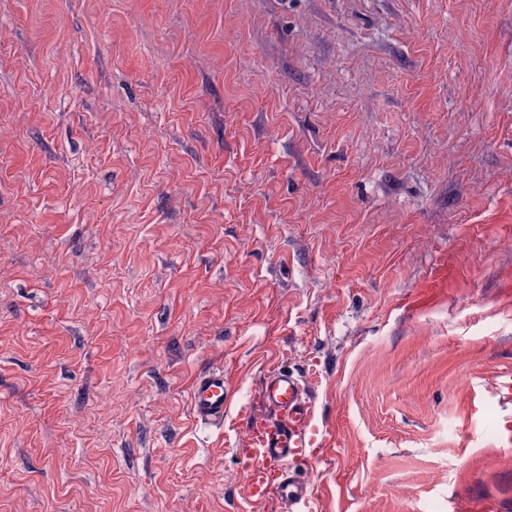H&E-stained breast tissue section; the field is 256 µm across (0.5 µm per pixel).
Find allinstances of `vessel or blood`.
<instances>
[{
	"label": "vessel or blood",
	"instance_id": "b4317fda",
	"mask_svg": "<svg viewBox=\"0 0 512 512\" xmlns=\"http://www.w3.org/2000/svg\"><path fill=\"white\" fill-rule=\"evenodd\" d=\"M190 394L199 421L223 424L229 406L223 372H200ZM260 396V408L247 409L242 417L245 432L237 451L246 496L255 503L277 500L290 512H313L310 486L299 471L319 445L307 387L292 372L277 369L264 377Z\"/></svg>",
	"mask_w": 512,
	"mask_h": 512
}]
</instances>
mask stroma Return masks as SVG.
I'll use <instances>...</instances> for the list:
<instances>
[{
	"label": "stroma",
	"instance_id": "1",
	"mask_svg": "<svg viewBox=\"0 0 512 512\" xmlns=\"http://www.w3.org/2000/svg\"><path fill=\"white\" fill-rule=\"evenodd\" d=\"M278 365L315 512H512V7L0 0V512H285ZM260 409L245 411L242 446L235 448L244 468V488L254 503L276 499L293 512H312L310 485L297 469L313 457L318 442L315 409L305 382L286 369L264 377ZM191 403L195 417L213 425H224L228 411V392L224 385V372L203 371L194 379Z\"/></svg>",
	"mask_w": 512,
	"mask_h": 512
}]
</instances>
